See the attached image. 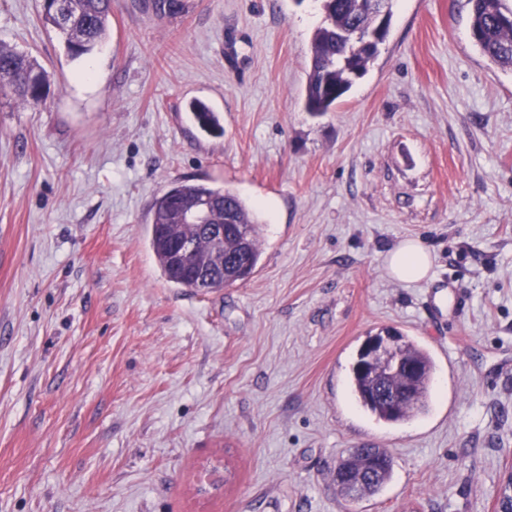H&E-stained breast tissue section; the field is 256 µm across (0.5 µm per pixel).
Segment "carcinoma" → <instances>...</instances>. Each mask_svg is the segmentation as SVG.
<instances>
[{"label":"carcinoma","mask_w":512,"mask_h":512,"mask_svg":"<svg viewBox=\"0 0 512 512\" xmlns=\"http://www.w3.org/2000/svg\"><path fill=\"white\" fill-rule=\"evenodd\" d=\"M471 4L470 34L475 46L492 63L512 69V0H468ZM155 14L172 17L186 11L187 0H151ZM323 22L311 41V62L307 75L305 108L309 112L330 111L353 86L350 71L363 74L371 58L351 52L343 33L359 29L367 31L374 23L370 0H321ZM112 0H42L39 12L43 23L66 37L71 57L90 54L109 35ZM0 93L11 94L20 103L35 106L47 93L45 70L38 59L0 42ZM190 110L198 126L211 134H222L218 116L205 103L193 101ZM205 204L212 212V223L225 224L224 260L212 257L206 228L187 224L183 210ZM150 247L166 278L180 286L187 283L172 274L170 237L195 242L198 264L213 272L212 288L232 287L247 280L260 259V224L253 211L235 193L202 184H178L152 205ZM383 332L398 337V353L415 363L421 373L412 383L413 397L397 412L374 396V387L386 392L405 384L400 375L382 381L370 373L352 367L350 386L360 405L376 419L401 423L426 408L435 361L425 348L394 328ZM345 469L340 480V493L350 500L378 494L392 476L390 456L379 448H362L342 461Z\"/></svg>","instance_id":"obj_1"}]
</instances>
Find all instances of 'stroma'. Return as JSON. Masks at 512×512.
<instances>
[{"label": "stroma", "mask_w": 512, "mask_h": 512, "mask_svg": "<svg viewBox=\"0 0 512 512\" xmlns=\"http://www.w3.org/2000/svg\"><path fill=\"white\" fill-rule=\"evenodd\" d=\"M392 12L312 114L319 0H112L77 60L38 0H0V41L48 78L39 105L0 95V512H492L512 471V70L474 45L468 0ZM178 183L254 211L251 279H166L151 205ZM408 239L424 281L388 271ZM383 327L436 363L404 424L349 387ZM357 448L393 473L349 501L334 475ZM190 110L198 126L211 134H223L224 128L220 124L218 116L205 103L193 101ZM390 274L401 281L419 282L429 277L431 255L418 240L402 242L387 260Z\"/></svg>", "instance_id": "stroma-1"}]
</instances>
